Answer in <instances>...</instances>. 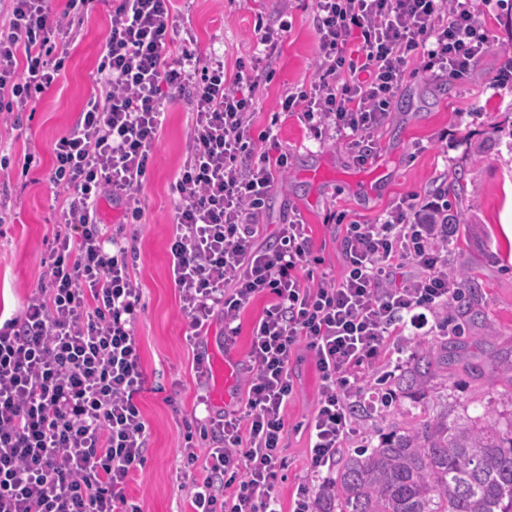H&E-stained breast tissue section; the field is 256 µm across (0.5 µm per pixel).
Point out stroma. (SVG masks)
<instances>
[{"label":"stroma","mask_w":512,"mask_h":512,"mask_svg":"<svg viewBox=\"0 0 512 512\" xmlns=\"http://www.w3.org/2000/svg\"><path fill=\"white\" fill-rule=\"evenodd\" d=\"M112 0H90L73 15V39L60 41L65 64L56 82L38 94L20 126L0 121V158L10 161L0 195H8L11 211L0 223V315L19 316L32 291L48 279L50 242L58 228L63 194L50 179L51 144L77 122L98 90L97 66L109 27ZM316 0H172L177 39L192 36L199 56H223L228 76L257 52L255 23L272 29L277 47L267 73L255 88L253 133L273 129L290 170L279 180L263 212V231L256 245L273 246L277 227L290 213H299L312 244L313 274L340 273L345 258L338 216L370 222L411 192H428L444 178L461 175L465 191L450 208L458 239L448 253V267L464 270L477 284L480 313L468 320L461 338V360L448 368L432 397L400 395L410 417L444 403L451 415L489 410L512 415L505 397L512 393V84L495 86L505 57L512 54V9L491 8L487 18L494 45L463 81L438 84L409 62L401 92L380 133L379 154L358 164L347 145L317 142L297 117L277 114L276 103L288 90L305 88L319 67ZM191 109L185 98L167 106L165 122L153 145L154 166L138 191L144 209L139 224H121L119 209L100 205L109 232H121L134 246V273L143 290L135 323L141 365L147 378L139 402L149 428L145 467L128 486L143 512H191L183 485L182 450L207 448L196 418L214 417L239 408L245 397V361L251 330L266 301L257 298L241 310L239 334L229 355L235 380L228 402L219 395L223 383L218 361L210 363L209 407L197 406L196 354L210 355L224 335V320L214 315L199 346L190 345L189 325L169 269L168 240L178 198L172 192L175 174L189 152ZM419 333L395 342L399 356L365 371L361 383L373 388L394 383L415 351ZM295 391L288 403L282 455L287 461L277 481L285 512H291L298 489L310 483L307 424L320 402L321 382L312 355L299 350L292 358Z\"/></svg>","instance_id":"stroma-1"}]
</instances>
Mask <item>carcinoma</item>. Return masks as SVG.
<instances>
[{
  "label": "carcinoma",
  "mask_w": 512,
  "mask_h": 512,
  "mask_svg": "<svg viewBox=\"0 0 512 512\" xmlns=\"http://www.w3.org/2000/svg\"><path fill=\"white\" fill-rule=\"evenodd\" d=\"M453 359L448 340L419 345L401 376L428 397ZM317 512H512V418L491 413L448 419L441 409L403 421L342 455L326 476Z\"/></svg>",
  "instance_id": "obj_1"
}]
</instances>
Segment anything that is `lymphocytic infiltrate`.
<instances>
[{"label": "lymphocytic infiltrate", "instance_id": "1", "mask_svg": "<svg viewBox=\"0 0 512 512\" xmlns=\"http://www.w3.org/2000/svg\"><path fill=\"white\" fill-rule=\"evenodd\" d=\"M0 24V116L20 121L64 66L55 48L86 0H8ZM491 0H317L320 71L309 89L285 94L279 111L314 138L346 141L358 163L373 158L409 60L435 82L468 77L492 46ZM170 0H113L98 66L99 89L75 127L51 146L54 184L65 194L51 243L49 280L20 316L0 325V512H141L127 486L147 461L148 427L136 400L145 389L134 328L142 289L123 237L104 236L101 201L140 223L137 192L171 93L192 108L190 148L173 184L179 198L170 270L191 339L224 318L234 344L239 312L268 304L250 338L246 401L202 422L205 456L185 451L194 512H282L276 490L289 370L312 353L321 399L310 423L311 474L320 475L356 432L350 402L362 371L394 337L427 326L463 292L448 271L456 234L448 189L409 194L377 220L344 225L337 275L304 280L310 244L300 216L259 249V220L290 166L283 151L255 152L253 85L227 82L224 60L173 47ZM355 54H347L350 37Z\"/></svg>", "mask_w": 512, "mask_h": 512}]
</instances>
